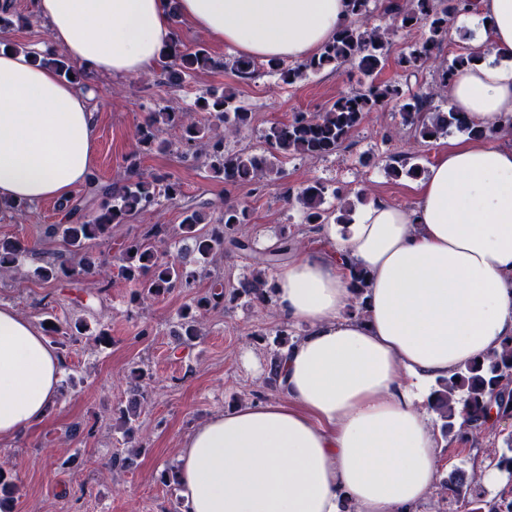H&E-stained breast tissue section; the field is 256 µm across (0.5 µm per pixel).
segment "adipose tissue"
Here are the masks:
<instances>
[{
	"mask_svg": "<svg viewBox=\"0 0 512 512\" xmlns=\"http://www.w3.org/2000/svg\"><path fill=\"white\" fill-rule=\"evenodd\" d=\"M53 48L94 74L164 60L175 21L245 58L302 61L351 20L349 0H31ZM458 25L479 60L448 105L492 130L455 139L411 206L378 201L322 224L331 255L296 254L274 278L279 316L304 330L283 351L286 402L217 413L181 441L188 512H419L441 449L428 385L512 336V0H477ZM84 93L30 51L0 50V201L65 200L94 163ZM368 274L362 316L349 272ZM62 359L0 304V439L42 422Z\"/></svg>",
	"mask_w": 512,
	"mask_h": 512,
	"instance_id": "obj_1",
	"label": "adipose tissue"
}]
</instances>
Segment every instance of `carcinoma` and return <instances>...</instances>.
<instances>
[{
  "mask_svg": "<svg viewBox=\"0 0 512 512\" xmlns=\"http://www.w3.org/2000/svg\"><path fill=\"white\" fill-rule=\"evenodd\" d=\"M369 0H350L352 20L343 25L333 39L320 52L292 66L282 61H268L266 70L279 76L288 85L306 79L325 69L338 70L343 66L355 67L367 75L380 72L388 60V36L398 28L424 30L422 42L402 53L396 66L404 81L371 82L365 89L338 97L322 112H299L286 124H273L264 133L270 147L269 154L256 155L244 151L230 150L226 141L234 138L251 125L252 115L240 106L233 105L234 93L223 89H208L199 95L190 108L175 110L160 108L148 113L135 134L136 148L127 158L126 182L115 188L104 185L98 176L90 174L85 183V197L94 203L95 210L84 214L87 205L76 202L70 209L75 219L58 227L51 233L62 234L71 255L81 256L78 265H69L57 259L47 260L35 268L36 276L45 281L83 276L96 279L98 287L109 284V271L117 269V275L132 283L130 303L142 308L161 296L175 291L188 292L194 287L200 272L186 268L183 255L191 252L202 262L224 249L244 251L252 254L258 265L252 276L228 288L224 281L214 280L210 291L196 299L194 305L185 307L179 314V331L176 347H185L201 335L200 311L207 307L232 304L245 297L263 306L271 304L274 283L269 281L267 270L283 260L296 246L293 238L283 234L279 243L271 250L259 251L251 240L236 235L237 227L248 220V210L236 204H227L217 218H209L204 205L186 203L182 206L183 219L178 225L174 243L178 244L175 255H170L171 243L159 237L160 230L141 238L127 240L119 253L109 260H93L83 253L88 242L110 237L112 225L125 224L138 215L157 210L163 202L175 203L184 197L181 184L163 175H147L140 171L139 157L153 150L166 151L172 143L160 138L161 127L166 126L180 132L178 144L186 155L200 161L202 165L226 182L249 181L270 173H280L279 163L291 156L306 159L331 155L361 125L365 115L390 104L398 108L401 124L411 130L413 136L422 141L430 135L437 139L448 134L452 128L467 133L473 138L487 136V132L471 124L465 113L449 108L443 109L444 94L451 83L471 65L473 55L461 54L438 67L436 88L418 92L410 88L411 78L434 58L443 36L449 33L450 19L466 12L472 0H385L383 14L391 23L385 27H371L367 23ZM43 63L53 66L72 82L83 84L85 73L62 56L45 55ZM218 62L202 46L194 50L181 49L178 40L171 41L161 76L172 84H181L201 71L213 69ZM204 111L211 117L208 124H201L194 112ZM396 177L402 175L417 179L425 173L418 163L404 161L400 167H391ZM338 201L336 210L323 208L326 194ZM287 201L299 206L305 224L351 223L352 204L338 190L328 191V186L316 182L288 192ZM29 253L17 241L0 240V277L10 275L18 268L21 259ZM367 272L354 267L350 271L349 288L353 295L350 312L358 315L364 310V295L367 288ZM46 335L91 336L99 343L111 342L104 328L91 327L84 320L45 328ZM292 333L288 325L275 327L273 348L267 370L266 382L278 387L279 368L283 350L291 342ZM430 408L438 415L440 430L458 438L469 431H482L491 412L499 419L512 418V336L504 338L500 350L473 361L459 369L453 376L437 382L429 401ZM139 417L137 406L121 411L123 434L134 436V423ZM486 458L499 470L512 476V443L505 451L497 448L485 449ZM441 499H451L469 512H512V499H484L485 492L475 479H467L465 473L457 471L444 478L441 483Z\"/></svg>",
  "mask_w": 512,
  "mask_h": 512,
  "instance_id": "1",
  "label": "carcinoma"
}]
</instances>
